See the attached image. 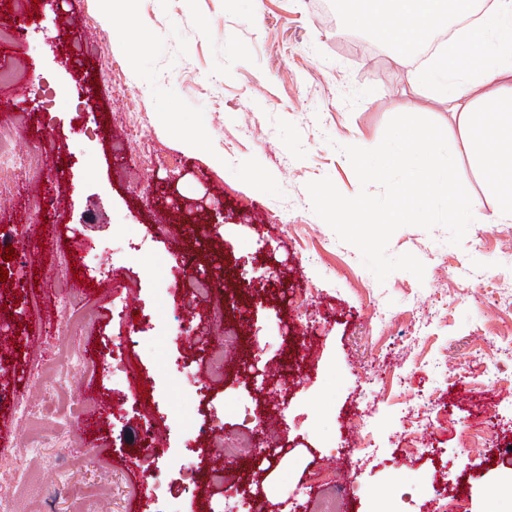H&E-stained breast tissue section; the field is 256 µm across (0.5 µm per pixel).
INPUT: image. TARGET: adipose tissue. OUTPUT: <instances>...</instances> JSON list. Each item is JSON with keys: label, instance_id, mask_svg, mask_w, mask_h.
<instances>
[{"label": "adipose tissue", "instance_id": "ef3b65f1", "mask_svg": "<svg viewBox=\"0 0 512 512\" xmlns=\"http://www.w3.org/2000/svg\"><path fill=\"white\" fill-rule=\"evenodd\" d=\"M454 13L449 0H350L346 16L402 55ZM448 48L482 60V68L434 65L416 70L415 80L446 90L449 111L479 113L464 152L494 185L512 189V113L506 110L512 104V0H494L475 24L457 28Z\"/></svg>", "mask_w": 512, "mask_h": 512}]
</instances>
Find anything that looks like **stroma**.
I'll use <instances>...</instances> for the list:
<instances>
[{
    "label": "stroma",
    "mask_w": 512,
    "mask_h": 512,
    "mask_svg": "<svg viewBox=\"0 0 512 512\" xmlns=\"http://www.w3.org/2000/svg\"><path fill=\"white\" fill-rule=\"evenodd\" d=\"M318 0H133L104 17L100 0H0V128L36 164L0 197V255L24 238L33 257L0 285V453L23 479L18 512H317V473L342 485L337 512H512V222L470 225L462 245L437 227L406 226L388 253L425 265L378 282L359 252L312 210L306 183H360L341 148L377 145L408 113L443 129L458 172L485 214L499 204L459 153L458 113L415 83L414 63L372 34L317 10ZM28 38L8 39L19 17ZM173 114L182 126L165 123ZM223 163H216V155ZM67 204L36 224L31 182ZM223 208L216 228L197 206ZM232 254L253 293L290 282L285 306H243L223 326L193 278L168 284L169 261L196 248ZM110 246L97 266L62 261L68 242ZM117 279L115 296L100 283ZM89 293L98 311L74 335L60 295ZM52 296V323L36 310ZM137 315L135 326L115 319ZM47 336L34 357L30 336ZM77 345L48 401L34 361ZM127 347L136 381L112 371ZM192 359L203 392L243 447L215 449L224 480L196 496L184 473L197 453L187 397L174 378ZM144 415L119 412L139 396ZM44 403L53 439L32 453L19 401ZM164 452L144 458V419ZM486 462L471 467L468 437ZM169 490L147 497L142 462Z\"/></svg>",
    "instance_id": "obj_1"
}]
</instances>
